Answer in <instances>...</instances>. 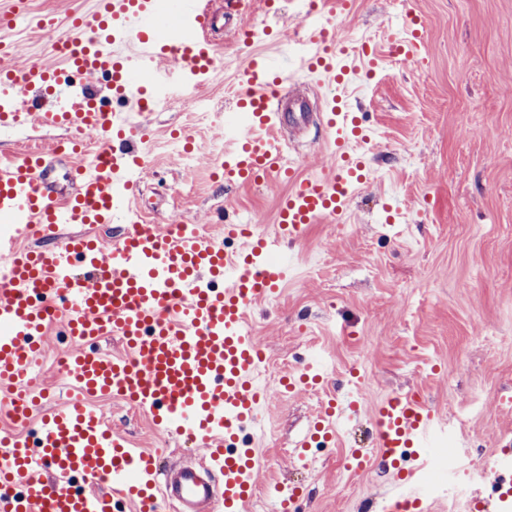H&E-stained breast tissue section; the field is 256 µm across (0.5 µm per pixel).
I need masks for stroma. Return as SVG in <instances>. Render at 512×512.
Masks as SVG:
<instances>
[{"mask_svg":"<svg viewBox=\"0 0 512 512\" xmlns=\"http://www.w3.org/2000/svg\"><path fill=\"white\" fill-rule=\"evenodd\" d=\"M275 2L269 15L261 0L246 8L213 0L218 14L256 36L248 46L233 32H214L224 65L197 94L211 124L188 128L175 90L149 116L151 140L189 135L195 155L191 173L172 158L153 161L142 195L155 205L154 223L178 212L217 237L215 215L234 222L254 216L274 233L286 185H225L211 176L218 159L209 146L223 140V123L235 114L249 57L299 52L296 4ZM411 10L425 20L422 60L384 58L374 79H354L344 91L369 130L358 147L366 183L344 222L310 225L292 245L287 284L248 316L267 369L287 372L304 356L325 370L316 391L285 396L271 383L256 438L264 462L259 489L301 488L303 512H362L382 491L383 472L348 470L345 458L352 448L374 452L367 411L393 394L418 396L437 411L468 461L491 469L512 459V403L505 401L512 395V0H356L346 29L352 41L382 49ZM34 32L26 21L0 28V40L16 45L17 66L55 62L54 39ZM68 135L63 128H0V152ZM327 138L313 111L306 133L288 136L286 153L298 158L300 173L332 166ZM355 368L366 376L363 415L335 445L310 448L297 460V439ZM111 420L136 448L159 452L166 463L182 458L146 417L128 420L117 405Z\"/></svg>","mask_w":512,"mask_h":512,"instance_id":"1","label":"stroma"}]
</instances>
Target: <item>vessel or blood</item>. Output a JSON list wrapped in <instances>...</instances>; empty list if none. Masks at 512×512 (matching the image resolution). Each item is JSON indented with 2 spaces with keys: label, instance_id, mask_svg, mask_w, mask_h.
<instances>
[{
  "label": "vessel or blood",
  "instance_id": "obj_1",
  "mask_svg": "<svg viewBox=\"0 0 512 512\" xmlns=\"http://www.w3.org/2000/svg\"><path fill=\"white\" fill-rule=\"evenodd\" d=\"M316 3L319 23L298 24L294 35L313 46L303 69L326 90L330 171L302 177L285 162L284 123L307 97L281 89L262 55L249 59L236 100L248 124L224 130L233 142L220 165L225 184L288 186L274 234L255 230L244 239L239 225L228 224L217 243L136 219L108 249L71 236L27 253L17 251L12 236H0V264L7 268L0 282V401L26 415L35 411L26 369L42 361L51 320L62 319L79 345L66 359L77 395L41 418L34 439L0 432V512H114L120 501L130 512H246L261 466L254 430L265 400L256 378L263 357L247 327L248 311L275 298L287 280L286 264L271 253L300 241L308 225L342 222L366 179L349 160L358 116L336 107V90L346 86L355 62L335 22L353 14L356 0ZM153 12L154 0H96L91 12L69 13L55 47L57 66L17 68L14 43L0 42L1 127L61 125L96 137L90 162L69 170V194L50 191L51 162L84 154L83 142L0 163V215L16 227L39 224L51 234L64 224H108L132 212L150 168L136 146L147 130L123 109L105 112V101L124 107L134 100L149 111L172 77L204 87L220 60L208 37L218 23L209 0H191L162 28L150 25ZM406 24L393 53L416 61L424 21L411 13ZM107 336L119 337L123 355L101 349ZM320 379L303 366L281 384L301 393ZM85 392L135 403L168 438L203 444L202 456L166 465L157 453L130 448L100 410L82 401ZM358 415V401L337 391L299 448L335 442L338 425ZM372 424L377 454L350 449V469L377 461L399 465L400 472L380 500L368 502L369 512H418L427 472L422 450L446 426L419 400L401 395L378 403Z\"/></svg>",
  "mask_w": 512,
  "mask_h": 512
}]
</instances>
